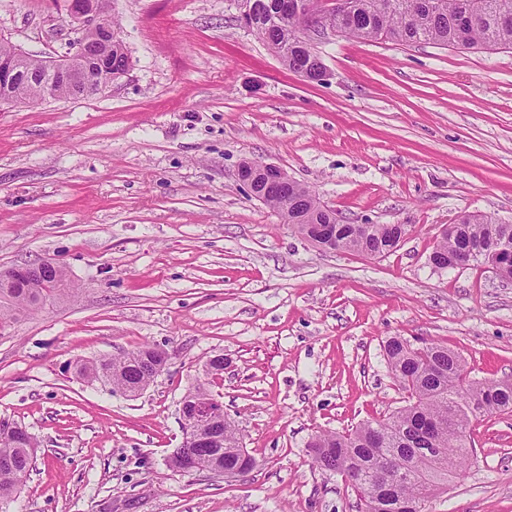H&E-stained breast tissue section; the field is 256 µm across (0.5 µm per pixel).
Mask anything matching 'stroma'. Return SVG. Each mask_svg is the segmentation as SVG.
Segmentation results:
<instances>
[{"instance_id": "obj_1", "label": "stroma", "mask_w": 512, "mask_h": 512, "mask_svg": "<svg viewBox=\"0 0 512 512\" xmlns=\"http://www.w3.org/2000/svg\"><path fill=\"white\" fill-rule=\"evenodd\" d=\"M132 68L102 96L0 105V269L50 259L73 286L0 330V419L36 438L6 512H355L317 467V433L404 405L393 336L512 378V281L433 269L448 224L512 223V48L333 36L328 76L289 72L236 0H112ZM0 34L68 50L64 0H0ZM283 168L350 224H403L393 252L314 247L252 198L242 161ZM148 344L170 356L137 397L76 360ZM210 391L257 465L180 473L182 396ZM476 453L431 512H512V416L473 427Z\"/></svg>"}]
</instances>
